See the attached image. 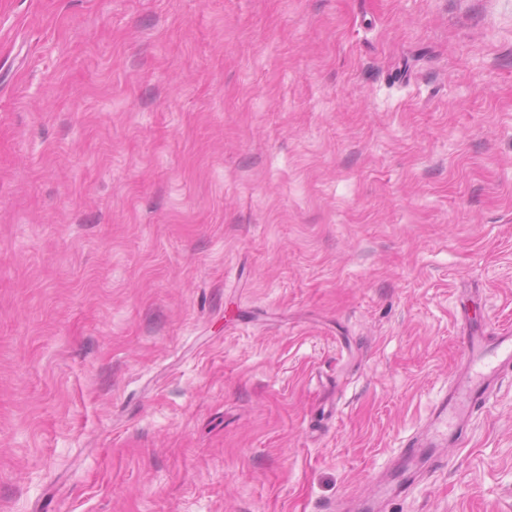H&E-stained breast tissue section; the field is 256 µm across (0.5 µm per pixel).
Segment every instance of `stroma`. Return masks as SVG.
<instances>
[{"mask_svg":"<svg viewBox=\"0 0 512 512\" xmlns=\"http://www.w3.org/2000/svg\"><path fill=\"white\" fill-rule=\"evenodd\" d=\"M512 329V0H0V512H336ZM384 512H512V370Z\"/></svg>","mask_w":512,"mask_h":512,"instance_id":"35a3bbf8","label":"stroma"}]
</instances>
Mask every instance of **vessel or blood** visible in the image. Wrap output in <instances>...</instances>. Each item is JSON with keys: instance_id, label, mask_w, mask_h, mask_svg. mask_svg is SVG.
I'll use <instances>...</instances> for the list:
<instances>
[{"instance_id": "b4317fda", "label": "vessel or blood", "mask_w": 512, "mask_h": 512, "mask_svg": "<svg viewBox=\"0 0 512 512\" xmlns=\"http://www.w3.org/2000/svg\"><path fill=\"white\" fill-rule=\"evenodd\" d=\"M460 341L463 363L447 394L430 413V437L425 442L407 443L406 460L421 456L424 446H435L449 437L461 438L472 413L488 401L499 371L512 368L511 331L488 336L468 327Z\"/></svg>"}]
</instances>
